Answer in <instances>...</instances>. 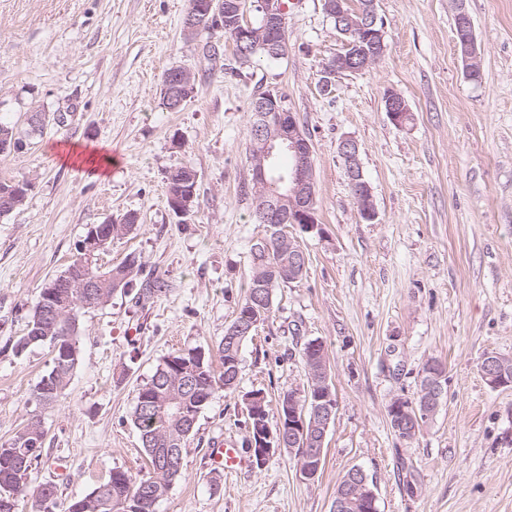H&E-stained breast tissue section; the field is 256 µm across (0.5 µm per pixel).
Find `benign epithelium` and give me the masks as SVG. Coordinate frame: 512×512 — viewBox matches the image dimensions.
I'll use <instances>...</instances> for the list:
<instances>
[{
	"instance_id": "obj_1",
	"label": "benign epithelium",
	"mask_w": 512,
	"mask_h": 512,
	"mask_svg": "<svg viewBox=\"0 0 512 512\" xmlns=\"http://www.w3.org/2000/svg\"><path fill=\"white\" fill-rule=\"evenodd\" d=\"M326 14L337 22L338 29L346 36L360 35L364 42L345 43V51L336 54L325 62L321 89L330 90L332 79L339 74L360 72L375 62L384 54V27L379 24L375 2L367 4L365 10L351 15L344 9V0H323ZM256 11L261 19L260 32L266 34L265 47L273 48L280 44L288 48L282 39L274 35L285 26V17L281 9V0H256ZM238 44L243 52H248L256 42L253 25L250 21L236 24ZM467 73L479 70V56L476 41L468 38L457 45ZM193 83L191 72L178 68L169 79V93L174 95L177 105L186 101V93ZM385 111L392 122L403 125L409 118V107L405 99L397 93L389 91L384 97ZM255 119L253 128V150L255 159L251 165V187L254 202L258 205L260 222L268 229L277 228L283 224H299L305 230H312L318 224L316 217V193L313 176V161L310 142L298 125L293 112L284 108V100L277 92L268 91L256 100ZM286 151L294 157V164L288 169L287 177L282 179L283 186L279 187L267 180V168L274 162L275 154ZM339 153L344 161L347 177L353 188V196L357 202L360 216L366 221H373L376 212L373 204L372 191L365 180L359 161V149L355 140L345 137L339 142ZM175 184L169 194L170 208L181 215L192 211L195 199V188H189L184 183L173 179ZM30 184L18 181L11 189V195L0 201V213L9 214L15 208V199L28 193ZM112 241V235L104 234L101 227L91 225L80 245V261L71 266L65 273L51 283L53 288H79L89 301L97 297V289L101 287L103 277L96 276L92 267L99 266L100 256L106 251ZM259 325L256 319H243L227 333L228 340L233 346L240 347L242 340ZM480 365L484 380L492 387H504L512 383V373L508 372L503 357L495 354L485 355ZM445 393L443 375L434 372L421 393L422 413L425 417L433 415L441 396ZM320 403L319 415L322 424L318 429L307 427L305 416L299 414L295 401L284 403L285 416L281 417L277 431L273 432L269 425L254 416L256 440L251 442L252 462L261 467L267 458L287 447L294 449L301 443L308 447L301 449L302 459L298 464L299 474L305 480H312L318 474L320 458L324 450L327 432L332 423L337 404L330 393L316 396ZM174 417L184 426L192 427L195 417L191 409L175 397L167 399ZM365 505L367 512H374L375 492L370 487L364 471L356 469L351 479L343 488L339 499L334 503V512H340L351 500Z\"/></svg>"
}]
</instances>
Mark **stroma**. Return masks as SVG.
<instances>
[{"instance_id":"obj_1","label":"stroma","mask_w":512,"mask_h":512,"mask_svg":"<svg viewBox=\"0 0 512 512\" xmlns=\"http://www.w3.org/2000/svg\"><path fill=\"white\" fill-rule=\"evenodd\" d=\"M187 0H0V121L26 137L0 157V180H26L23 205L0 217V445L31 418L45 432L30 485L52 484L57 505L92 492L115 469L143 471L132 422L138 390L169 354L216 350L246 295L253 215L252 99L277 90L311 144L318 226L289 225L308 258L301 280L273 291L270 318L246 340L236 391L217 389L183 453L182 475L156 512H332L336 485L361 468L378 512H512V387L494 388L478 364L512 358V0H376L386 51L320 91L343 38L323 0L287 15L288 54L237 72L186 39ZM469 14L480 77L466 74L454 20ZM195 91L181 111L161 103L166 70ZM393 91L411 118L395 125ZM43 111L39 132L26 123ZM356 141L377 213L364 221L338 145ZM111 157L92 170L90 154ZM187 165L198 199L186 217L168 206L164 174ZM128 212L137 230L114 239L101 264L136 253L128 293L83 314L80 362L54 408L32 392L52 368L48 346L12 350L39 294L76 258L89 225ZM166 283L137 302L142 282ZM324 344L337 411L325 464L304 480L293 453L263 466L217 469L213 445L246 450L245 393L264 389L268 424L278 399L303 389L302 349ZM446 367V395L413 440L387 409L414 399L422 365ZM385 111L392 122L398 126L403 125L409 118V107L405 99L397 93L389 91L384 97Z\"/></svg>"}]
</instances>
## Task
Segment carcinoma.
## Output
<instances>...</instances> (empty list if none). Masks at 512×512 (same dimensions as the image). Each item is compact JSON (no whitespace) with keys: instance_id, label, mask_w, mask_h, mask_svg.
Returning a JSON list of instances; mask_svg holds the SVG:
<instances>
[{"instance_id":"cac0c4a2","label":"carcinoma","mask_w":512,"mask_h":512,"mask_svg":"<svg viewBox=\"0 0 512 512\" xmlns=\"http://www.w3.org/2000/svg\"><path fill=\"white\" fill-rule=\"evenodd\" d=\"M287 232L284 228H277L265 236L266 255L263 264L256 263V257H251V275L245 298L237 308L233 322H238L246 314L253 313L250 306L254 288L260 280L271 281L278 269L288 266L291 253L285 243ZM274 281V280H272ZM281 281H274L277 288ZM57 299L67 307L66 317L53 321L44 317L40 307H35L27 324V332L20 337L14 345L16 353H21L31 342L28 338L32 334L40 335L37 342L55 347L56 344L68 349L69 359L64 362H53L51 371L44 375L36 385L33 398L43 409L52 407L61 396L74 369L80 360V346L78 340L79 314L91 310L83 304V298L76 289H55ZM220 362V371H215L210 358H205L203 367L197 374L185 379L178 378L168 370V359L158 364L151 379L145 383L140 391L151 392L158 390L161 393L179 394L188 400L195 409H202L213 396L218 385H227L225 375L228 371V361L238 356V351H230V346L220 342L217 348ZM303 361L308 370V376L315 375L316 370L326 362V352L323 343L307 342L302 351ZM132 421L139 430L142 445L148 459V471L144 474H133L128 470L114 469L90 494L71 500L64 512H156L147 506L140 505L141 489L147 485L164 497L171 484L180 477L181 471L171 469L156 453L158 448L185 449L191 432L171 417L168 410L156 409L145 417L139 407H134ZM35 422H28L18 430L13 438L0 445V512H15L18 498L33 493L37 512H53L57 504V490L52 485H40L36 489L29 488L28 482L22 480L20 470L16 469L14 462L24 458L26 468H32L34 462L42 455L45 433L35 431L31 426Z\"/></svg>"}]
</instances>
